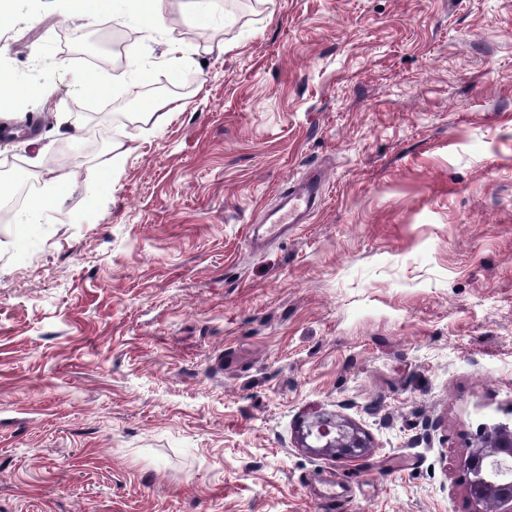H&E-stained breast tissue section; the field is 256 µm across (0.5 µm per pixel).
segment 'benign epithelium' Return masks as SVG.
<instances>
[{
    "label": "benign epithelium",
    "mask_w": 512,
    "mask_h": 512,
    "mask_svg": "<svg viewBox=\"0 0 512 512\" xmlns=\"http://www.w3.org/2000/svg\"><path fill=\"white\" fill-rule=\"evenodd\" d=\"M298 447L338 458L358 460L370 448V440L355 424L333 414H319L301 422ZM512 472V417L482 422L468 445L466 472L468 495L477 506L491 505L498 512H512V481H503V466Z\"/></svg>",
    "instance_id": "obj_1"
}]
</instances>
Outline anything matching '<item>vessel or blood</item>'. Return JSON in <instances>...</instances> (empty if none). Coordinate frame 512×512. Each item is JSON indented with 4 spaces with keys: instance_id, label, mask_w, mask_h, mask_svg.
Here are the masks:
<instances>
[{
    "instance_id": "b4317fda",
    "label": "vessel or blood",
    "mask_w": 512,
    "mask_h": 512,
    "mask_svg": "<svg viewBox=\"0 0 512 512\" xmlns=\"http://www.w3.org/2000/svg\"><path fill=\"white\" fill-rule=\"evenodd\" d=\"M324 184L323 171L313 168L303 179L290 185L282 207L260 221L265 235L279 237L287 234L289 227L307 223L320 204Z\"/></svg>"
}]
</instances>
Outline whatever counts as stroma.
<instances>
[{
	"label": "stroma",
	"mask_w": 512,
	"mask_h": 512,
	"mask_svg": "<svg viewBox=\"0 0 512 512\" xmlns=\"http://www.w3.org/2000/svg\"><path fill=\"white\" fill-rule=\"evenodd\" d=\"M70 9L0 20V182L71 172L0 224V512H473L467 441L512 410V0ZM159 84L177 111L113 124ZM97 128L129 149L99 198ZM314 166L310 222L252 243ZM324 412L363 458L297 448ZM105 11H109L113 17L123 18L136 16L144 11L152 12L150 32L168 30L167 20L160 7L159 0H96L93 1ZM71 172L66 167H60L52 178L50 185L41 194L34 196L26 206L21 216V224L33 226L41 223L44 210L51 204L61 201L62 192L70 180Z\"/></svg>",
	"instance_id": "obj_1"
}]
</instances>
